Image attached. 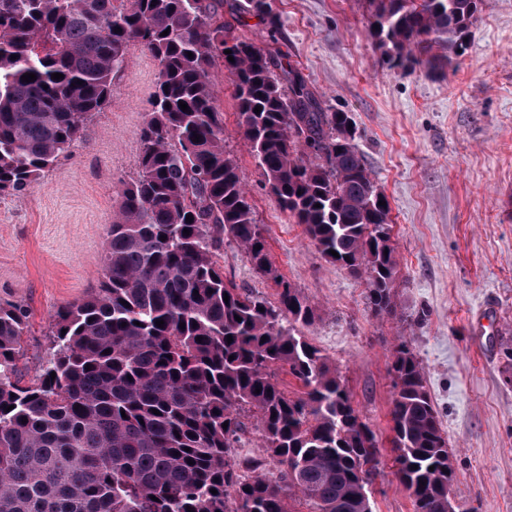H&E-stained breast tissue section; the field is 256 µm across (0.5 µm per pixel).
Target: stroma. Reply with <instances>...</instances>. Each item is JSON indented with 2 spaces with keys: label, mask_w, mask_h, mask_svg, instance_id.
<instances>
[{
  "label": "stroma",
  "mask_w": 512,
  "mask_h": 512,
  "mask_svg": "<svg viewBox=\"0 0 512 512\" xmlns=\"http://www.w3.org/2000/svg\"><path fill=\"white\" fill-rule=\"evenodd\" d=\"M224 2L235 35L284 56L325 108L352 116L392 208L399 314L376 317L365 280L327 261L269 193L239 132L233 86L218 76L224 148L270 262L314 308L302 333L336 366L377 437L372 512H414L390 444L391 366L402 343L421 363L448 438L456 512H512V382L501 355L512 347V0H482L467 50L440 72L389 65L368 36L365 0H271L273 30ZM157 77L154 58L130 46L84 140L30 192L0 196V303L29 312L22 383L35 382L54 353L58 308L99 286ZM216 258L227 284L276 300L272 278L235 241L223 239Z\"/></svg>",
  "instance_id": "35a3bbf8"
}]
</instances>
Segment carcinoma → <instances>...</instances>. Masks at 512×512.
I'll return each instance as SVG.
<instances>
[{
    "label": "carcinoma",
    "instance_id": "obj_1",
    "mask_svg": "<svg viewBox=\"0 0 512 512\" xmlns=\"http://www.w3.org/2000/svg\"><path fill=\"white\" fill-rule=\"evenodd\" d=\"M366 3L368 35L388 60L439 70L449 57L435 49H467L481 0ZM223 6L0 0V196L25 194L83 141L130 45L159 68L140 172L107 228L101 288L57 312L56 352L30 385L17 369L27 309L0 304V512H372L362 465L378 441L329 358L300 332L314 308L268 260L224 150L215 67L234 86L239 132L269 193L327 260L366 280L376 316L397 312L391 206L351 117L326 111L293 68L232 34ZM234 8L276 28L267 0ZM26 73L36 80H21ZM223 235L273 279L276 302L224 282L213 260ZM283 369L299 395L281 389ZM392 385L397 478L414 512H448V439L405 344ZM246 411L281 466L275 475L233 454Z\"/></svg>",
    "mask_w": 512,
    "mask_h": 512
}]
</instances>
